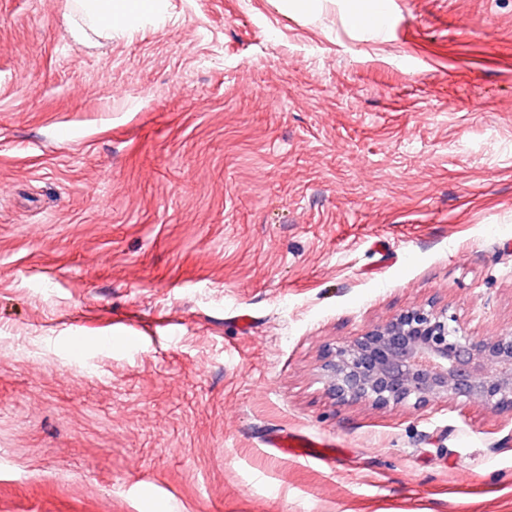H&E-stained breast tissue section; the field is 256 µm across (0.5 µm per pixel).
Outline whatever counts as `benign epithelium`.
Returning a JSON list of instances; mask_svg holds the SVG:
<instances>
[{"label": "benign epithelium", "instance_id": "1", "mask_svg": "<svg viewBox=\"0 0 512 512\" xmlns=\"http://www.w3.org/2000/svg\"><path fill=\"white\" fill-rule=\"evenodd\" d=\"M321 371L341 404L419 407L445 398L511 411L512 331L477 339L446 309L412 308L326 348Z\"/></svg>", "mask_w": 512, "mask_h": 512}]
</instances>
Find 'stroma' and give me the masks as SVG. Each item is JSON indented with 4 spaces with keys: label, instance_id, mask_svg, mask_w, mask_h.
Listing matches in <instances>:
<instances>
[{
    "label": "stroma",
    "instance_id": "1",
    "mask_svg": "<svg viewBox=\"0 0 512 512\" xmlns=\"http://www.w3.org/2000/svg\"><path fill=\"white\" fill-rule=\"evenodd\" d=\"M355 3L0 0V512H512L511 411L319 369L414 306L512 330V0ZM84 15L89 19L97 20L112 13L113 24L124 22L127 15L116 12L115 1L112 0H81ZM369 6H357L351 14L353 24H368L381 25L383 21V12L379 0H368ZM265 448L272 453L284 456H293L303 459L322 461L329 464L334 457L324 451V448H331L335 445L323 440L309 437L286 436L278 432L269 433L261 441Z\"/></svg>",
    "mask_w": 512,
    "mask_h": 512
}]
</instances>
